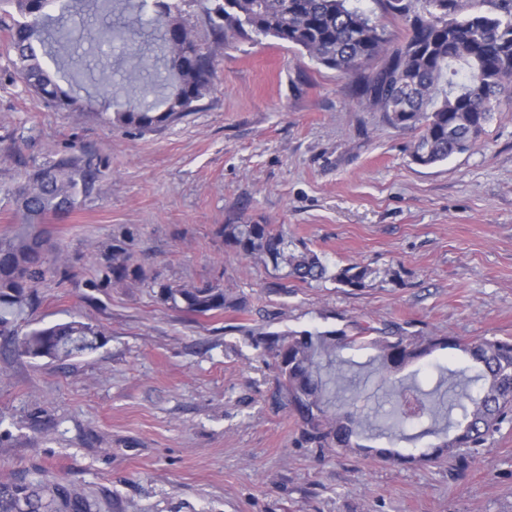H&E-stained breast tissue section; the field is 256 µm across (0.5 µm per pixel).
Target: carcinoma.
<instances>
[{"instance_id": "obj_1", "label": "carcinoma", "mask_w": 512, "mask_h": 512, "mask_svg": "<svg viewBox=\"0 0 512 512\" xmlns=\"http://www.w3.org/2000/svg\"><path fill=\"white\" fill-rule=\"evenodd\" d=\"M494 12L462 15V0H376L383 13L404 28L395 41L382 21L349 0H224L213 9V28L250 29L297 47L317 63L354 77L353 92L392 127L417 132L411 158L431 166L469 149L501 106L512 99V0H492ZM21 17L10 28V47L16 54V73L25 85L60 110L82 111L86 102L43 68L40 49L66 50L75 44L74 29L63 8L73 0H6ZM141 13H152L156 26L151 42L160 52L164 72L157 73L161 101L112 110V92L102 85L101 118L111 126L150 132L192 110L207 93L212 71L191 31L178 16L174 0H139ZM129 24H109L96 34L99 57L111 58L112 41L131 40ZM378 69L369 72L371 63ZM97 173L91 161L63 155L5 190L15 205L17 224L0 236V327L11 324L32 305L36 289L47 281L68 276L62 257L40 228L41 221L73 211L89 196ZM224 243L237 253L270 265L303 282L330 279L348 288H364L380 271L350 264L330 271L307 244L288 240L271 224L244 222L224 225ZM112 280L121 282L142 274L132 266L126 248L112 247L108 265ZM161 301L196 316L238 310L244 300L217 284H162ZM14 353L22 358L68 360L98 349L104 333L97 327L70 320L22 333L12 332ZM251 344L273 360L280 396L298 418L300 440L309 448L365 451L382 461L407 463L391 448L357 442L376 429L378 434L404 439V427L421 426L419 436L446 434L421 453L427 462L465 459L505 424L512 422V341L484 338L468 342L455 336H421L397 322L375 325L353 321L342 329L290 331L249 335ZM374 351L381 381L392 387L391 410L382 425L353 410L346 398L357 365L343 351ZM459 352L470 365L454 370L440 367L430 389L418 378L395 381L392 374L437 350ZM94 504L47 478L26 475L0 479V512H93Z\"/></svg>"}]
</instances>
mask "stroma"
Segmentation results:
<instances>
[{
    "label": "stroma",
    "instance_id": "1",
    "mask_svg": "<svg viewBox=\"0 0 512 512\" xmlns=\"http://www.w3.org/2000/svg\"><path fill=\"white\" fill-rule=\"evenodd\" d=\"M180 17L211 62L208 93L179 121L143 134L104 124L97 51L81 42L62 75L94 108L56 109L15 75L0 28V233L14 224L2 187L75 152L94 193L45 223L69 278L48 282L18 330L78 319L102 346L67 361L17 358L0 335V478L50 473L95 512H512V425L465 469L383 463L301 446L270 358L247 330L399 322L410 331L512 339V106L476 143L437 165L411 159L413 133L360 105L351 79L270 37L216 39L200 0ZM123 108L159 99L130 88ZM271 224L331 269L380 270L363 288L305 283L243 257L223 228ZM124 240L144 275L104 270ZM214 283L241 311L194 316L159 284Z\"/></svg>",
    "mask_w": 512,
    "mask_h": 512
}]
</instances>
